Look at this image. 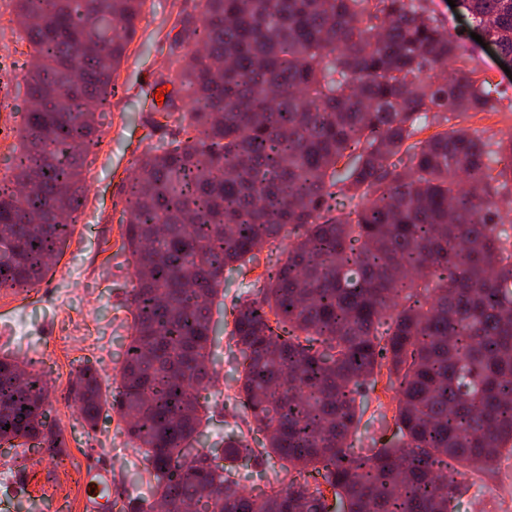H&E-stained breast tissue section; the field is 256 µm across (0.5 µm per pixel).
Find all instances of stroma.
I'll return each mask as SVG.
<instances>
[{
  "instance_id": "stroma-1",
  "label": "stroma",
  "mask_w": 512,
  "mask_h": 512,
  "mask_svg": "<svg viewBox=\"0 0 512 512\" xmlns=\"http://www.w3.org/2000/svg\"><path fill=\"white\" fill-rule=\"evenodd\" d=\"M13 4L0 10V97L12 103V115L0 122V176L10 164L14 131L22 123L28 107L21 88L23 71L16 64L17 36L14 32ZM198 17L197 0H147L143 19L118 71L122 92L111 101L95 153V169L85 170L88 186L62 255L69 275L53 268L43 280V292L29 288H0V356L10 355L31 362L44 372L48 386L50 421L61 431L66 448L63 465H56L46 452L0 445V460H12L17 470L16 486L33 483L35 495L18 496L0 512H55L57 497H68L71 512H84V495L75 480L82 474L89 455L113 462L112 474L121 480L130 495H144L146 484L126 481L133 449L118 452L109 437L117 424L113 415L102 416L96 430L74 432L76 416L70 397L71 383L79 369L92 364L98 370L104 398H111L115 374L121 366L120 344L129 335L128 311L132 266L121 249L124 227L120 222L124 187L148 149L162 144L176 133L175 124L153 126L155 90L170 46L177 35L175 22ZM98 323L106 333L101 339V355L84 357L83 342L70 347L57 345L62 315ZM214 350L219 358L218 379L207 391L210 412L202 427L207 444L222 442L231 427L248 430L249 425L232 405L236 392L229 378L236 361L228 349L226 336H218Z\"/></svg>"
}]
</instances>
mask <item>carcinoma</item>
I'll list each match as a JSON object with an SVG mask.
<instances>
[{
	"label": "carcinoma",
	"mask_w": 512,
	"mask_h": 512,
	"mask_svg": "<svg viewBox=\"0 0 512 512\" xmlns=\"http://www.w3.org/2000/svg\"><path fill=\"white\" fill-rule=\"evenodd\" d=\"M145 3L15 0L30 106L0 177V288L36 285L63 253ZM457 6L512 57V0ZM198 7L159 81L177 86L162 116L181 137L140 159L120 219L136 286L110 409L149 475L121 512H325L313 472L347 512H452L466 476L512 451V134L463 126L505 93L459 65L463 37L423 0ZM246 262L264 272L225 333L235 411L262 439L199 448L212 304ZM384 374L396 441L358 448ZM78 376L94 430L99 375ZM47 398L40 372L0 357V440L59 457ZM274 458L298 477L245 493L237 463Z\"/></svg>",
	"instance_id": "obj_1"
}]
</instances>
